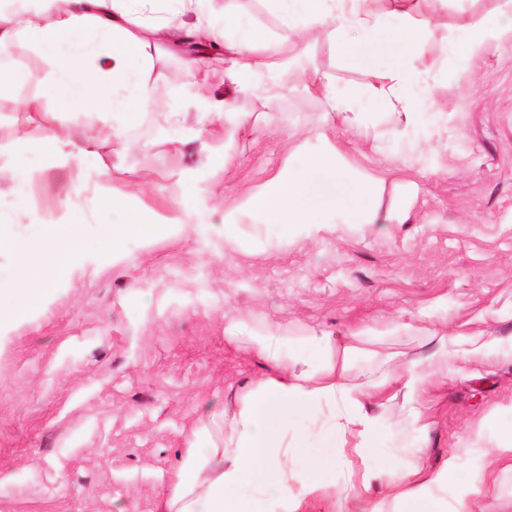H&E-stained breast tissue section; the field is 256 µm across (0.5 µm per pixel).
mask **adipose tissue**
Instances as JSON below:
<instances>
[{
    "label": "adipose tissue",
    "mask_w": 512,
    "mask_h": 512,
    "mask_svg": "<svg viewBox=\"0 0 512 512\" xmlns=\"http://www.w3.org/2000/svg\"><path fill=\"white\" fill-rule=\"evenodd\" d=\"M25 2L29 11L23 17L0 8V59L32 51L44 56L46 69L30 77L42 93L24 101L22 109L33 124L70 123V130L54 134L47 148L75 185H92L111 207L112 221L100 225L99 233L112 252L130 238L152 240L162 224L151 208L130 209L125 195L109 189V169L89 173L85 160L107 140L115 151H127L124 124L159 109L152 76L158 49L179 55L189 71L202 75L209 74L215 58H222L225 79L241 84L259 71L287 77L296 72L311 40H325L338 57L364 69L365 81L348 97L339 95L318 69L300 72L301 80L352 132L364 120L356 104L360 98L397 114L408 126L417 113L435 106V83L424 64L433 41L450 44L468 61L512 39V0H496L481 18L456 23L451 39L438 35L427 13L431 6L447 8L448 0H264L288 28L284 48L271 42L267 30L248 18L237 0L224 4L222 37L206 13L205 0H179L176 19L151 17L155 0ZM79 31L84 37L78 41L74 35ZM193 118L218 132L227 126L240 130L251 121L231 100L207 97ZM77 126L84 130L78 140L71 134ZM376 196V185L354 174L336 148L312 153L298 145L284 172L225 208L222 222L212 230L226 246L242 250L246 220L263 240L278 243L303 226L318 234L328 217L349 220L357 215L373 224L378 220ZM60 206L64 221L38 222L34 236L0 225V248L11 256L10 268L0 271V331L44 311L84 260L81 230L72 220L74 204L67 198ZM226 333L272 365L273 372L246 391L235 411L214 406L201 413L155 512H286L296 493L311 496L323 490L339 463L336 450L350 436L360 464L348 466L340 497L359 494L370 480L385 479L392 512H476L481 487L495 472L512 470V435L465 478L452 460L422 486L416 485L415 472L375 466L380 424L364 410L370 387L345 378L350 363L366 350L361 337L341 346L326 335L296 341L306 361L320 363L313 373L289 365L284 357L293 342L287 327L238 320ZM323 409L329 412V424L317 437L320 451L300 473H292L290 462L303 451L294 421ZM295 479L300 489H293Z\"/></svg>",
    "instance_id": "adipose-tissue-1"
}]
</instances>
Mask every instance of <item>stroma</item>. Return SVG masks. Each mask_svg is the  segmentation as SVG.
Here are the masks:
<instances>
[{"mask_svg": "<svg viewBox=\"0 0 512 512\" xmlns=\"http://www.w3.org/2000/svg\"><path fill=\"white\" fill-rule=\"evenodd\" d=\"M303 67L336 77L341 89L363 82L331 44L311 43ZM0 75V219L10 220L11 154L29 141L34 172L29 210L42 217L71 189L52 167L43 128L26 123L39 72L38 52L9 61ZM471 81H441L442 111L420 113L415 128L377 105L348 133L323 99L304 88L261 93L224 82L215 63L210 94L230 95L251 113L250 127L224 135V165L202 159V140L170 125L169 112L192 111L193 78L165 55L154 66L164 114L148 113L124 130L131 148L104 144L88 167L108 164L111 186L132 209L171 213L189 198L193 229L152 242L129 240L112 259L97 227L110 210L89 193L74 195L84 220L86 259L65 292L41 314L0 334V512H155L181 465L187 437L212 404L234 407L269 365L224 337L237 319H265L337 344L370 339L347 373L374 383L369 415L381 433L380 464L401 462L422 474L455 458L461 475L480 468L481 451L512 428V40L471 60ZM335 146L358 173L379 183L391 224H331L320 237L234 250L214 235L218 204L238 203L287 169L289 149ZM480 336L489 346L447 371L436 333ZM429 371L423 385L389 381L395 352ZM382 481L329 505L303 500L298 512H373Z\"/></svg>", "mask_w": 512, "mask_h": 512, "instance_id": "stroma-1", "label": "stroma"}]
</instances>
